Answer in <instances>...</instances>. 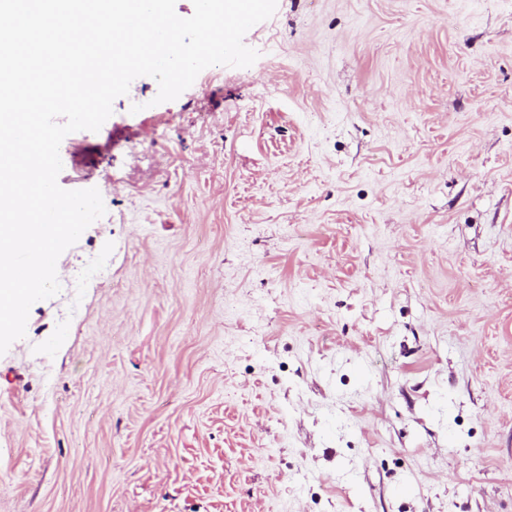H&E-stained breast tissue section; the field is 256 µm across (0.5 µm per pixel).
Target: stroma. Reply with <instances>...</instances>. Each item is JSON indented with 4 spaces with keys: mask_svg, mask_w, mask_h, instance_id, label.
Instances as JSON below:
<instances>
[{
    "mask_svg": "<svg viewBox=\"0 0 512 512\" xmlns=\"http://www.w3.org/2000/svg\"><path fill=\"white\" fill-rule=\"evenodd\" d=\"M63 144L106 213L0 355V512H512V0H278Z\"/></svg>",
    "mask_w": 512,
    "mask_h": 512,
    "instance_id": "35a3bbf8",
    "label": "stroma"
}]
</instances>
